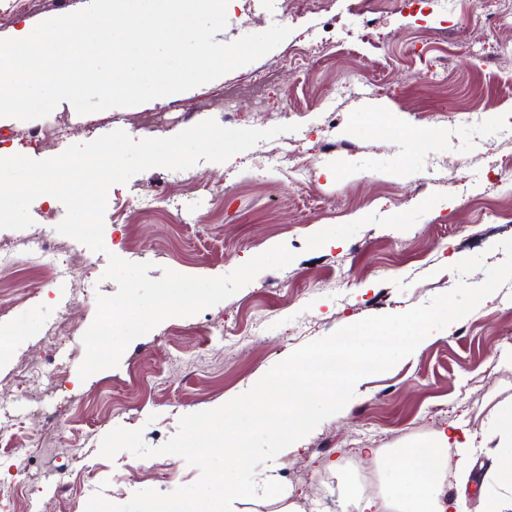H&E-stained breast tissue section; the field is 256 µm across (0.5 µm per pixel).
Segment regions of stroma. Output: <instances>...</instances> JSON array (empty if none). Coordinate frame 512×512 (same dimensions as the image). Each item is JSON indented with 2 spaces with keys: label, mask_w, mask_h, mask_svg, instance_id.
<instances>
[{
  "label": "stroma",
  "mask_w": 512,
  "mask_h": 512,
  "mask_svg": "<svg viewBox=\"0 0 512 512\" xmlns=\"http://www.w3.org/2000/svg\"><path fill=\"white\" fill-rule=\"evenodd\" d=\"M88 0H28L25 12L0 26V39L25 25L76 12ZM283 0H233L226 41L272 25L291 35L258 60L216 80L168 98L87 115L72 105L39 119L49 134L27 137L30 122L8 119L0 135L19 141L35 158L55 157L75 143L93 140L103 127L142 135L140 116L165 113V136L202 120L223 121V107L200 108L204 98L256 73L277 70L278 83L263 103L239 98L236 128L269 129L297 124V131L258 141L229 161H199L184 171L152 168L110 190L104 243L123 236L131 247L111 254L62 238L61 259L86 262L81 282L45 280L35 269L0 274V409L17 420L14 444L43 432L32 400L14 381L25 363L38 362L48 327L72 323L86 330L97 294L117 285L104 272L109 255L163 269L219 277L269 248L283 244L295 255L280 270H266L219 304L187 317H171L133 340L117 367L80 379L85 349L74 339L45 376L67 374L66 423L48 452H33L25 473L12 469L0 450V476L36 482L39 496L56 512H83L82 494L103 492L123 504L157 482L149 466L131 469V453L100 455L101 439L115 428L139 429L147 446L176 434L182 416L213 409L250 389L271 367L300 347L363 318L401 313L452 290L454 266L480 255L486 265L504 259L496 244L512 239V193L490 185L487 171L502 152L497 123L512 113V59L498 45H512V10L502 0H475L478 10L500 21L494 35L479 25H448L445 14L420 0L401 9L384 0L372 42L353 0H332L330 10L311 5L288 17ZM301 47V65L286 63ZM446 111L447 120L437 118ZM332 143L320 153L322 143ZM284 147L315 161L312 179L297 183L288 173L258 167L261 152ZM454 167L462 206L447 187L422 190L419 178L437 164ZM156 196L147 210L144 194ZM498 220H491V213ZM30 228L0 230V245L22 247L32 234L55 236L63 206L41 200L30 206ZM475 272L464 278L476 285ZM265 318L262 335L235 345L220 327L246 330ZM512 283L486 297L452 332L417 346L393 368L361 378L355 395L293 447L258 466V481L281 482L297 512H344L351 496L368 497L367 476L381 477L383 458L430 438L451 423L483 438L512 411ZM368 448L380 457L365 456ZM466 497L470 512L505 495L493 480L488 449H473ZM78 470L80 495L57 491L40 473L47 467Z\"/></svg>",
  "instance_id": "1"
}]
</instances>
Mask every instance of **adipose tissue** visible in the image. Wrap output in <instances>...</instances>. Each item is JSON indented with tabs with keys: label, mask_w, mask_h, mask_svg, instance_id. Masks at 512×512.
Returning a JSON list of instances; mask_svg holds the SVG:
<instances>
[{
	"label": "adipose tissue",
	"mask_w": 512,
	"mask_h": 512,
	"mask_svg": "<svg viewBox=\"0 0 512 512\" xmlns=\"http://www.w3.org/2000/svg\"><path fill=\"white\" fill-rule=\"evenodd\" d=\"M474 445V435L456 423L426 444L398 451L389 460L381 498L355 499V512H469L463 496L443 500L448 472L440 458L447 449Z\"/></svg>",
	"instance_id": "ef3b65f1"
}]
</instances>
